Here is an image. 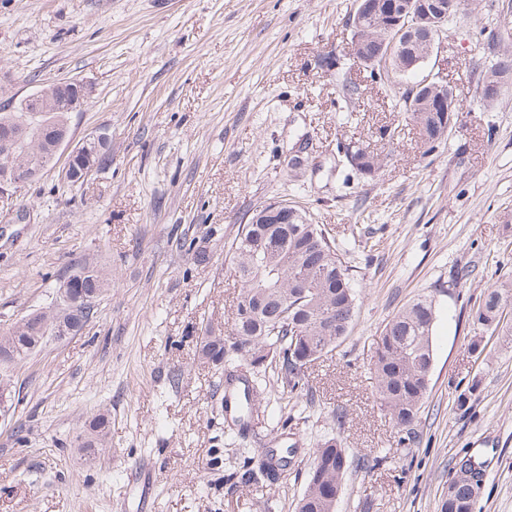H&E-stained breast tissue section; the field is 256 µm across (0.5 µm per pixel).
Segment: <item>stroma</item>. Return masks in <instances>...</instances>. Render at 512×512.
Here are the masks:
<instances>
[{"label": "stroma", "instance_id": "stroma-1", "mask_svg": "<svg viewBox=\"0 0 512 512\" xmlns=\"http://www.w3.org/2000/svg\"><path fill=\"white\" fill-rule=\"evenodd\" d=\"M355 0H6L0 106L59 80L93 96L72 113L69 153L103 129L112 156L83 184L48 167L0 217V330L55 306L89 261L112 276L79 334L48 337L0 364V512H295L313 444L336 438L350 468L335 512H441L459 458L487 479L473 512H512V340L473 325L485 290L512 279V77L495 101L480 85L512 51V0H460L443 49L420 76L447 79L464 107L426 151L394 92L347 55ZM335 51L336 68L319 58ZM357 77L359 90L345 99ZM397 129L386 145L384 127ZM306 142V163L287 165ZM383 156L352 173L337 143ZM282 202L323 225L354 274L360 310L339 349L309 369L305 416L261 408L230 435L219 370L199 354L227 329L241 285L232 243L258 207ZM467 279H458L460 270ZM421 295L437 309L429 394L415 441L376 401L369 370L386 322ZM344 411L343 423L333 415ZM109 418L86 462L90 420ZM292 448L274 487L243 483L245 453ZM382 458L371 465L372 455Z\"/></svg>", "mask_w": 512, "mask_h": 512}]
</instances>
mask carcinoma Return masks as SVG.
I'll list each match as a JSON object with an SVG mask.
<instances>
[{
  "instance_id": "obj_1",
  "label": "carcinoma",
  "mask_w": 512,
  "mask_h": 512,
  "mask_svg": "<svg viewBox=\"0 0 512 512\" xmlns=\"http://www.w3.org/2000/svg\"><path fill=\"white\" fill-rule=\"evenodd\" d=\"M401 27L385 22L374 30L381 42L398 43L384 62L362 65L370 78L382 84L406 83L394 99V108L405 122L415 126L427 150L445 138L448 119L442 112L424 111L427 89H415L418 82H408L412 71L403 69V56L423 50L414 42L397 38ZM25 125L26 136L16 148L14 160L34 169L49 163L45 154L29 151L38 140L48 150L68 130V113L24 111L17 104L9 112H0V125ZM348 165L364 177L374 176L381 168V155L367 146H347ZM235 273L241 292L230 329L224 335L207 334L200 343V354L217 367L224 368V409L230 410L232 426L243 431L253 413L258 397L259 369L273 365L279 369L283 387L295 404L310 402L306 379L312 362L322 358L349 336L359 311L350 269L341 259L340 249L326 235L321 225L292 207L284 210L273 202L255 212L232 244ZM75 275L83 288L105 293L109 274L94 265L82 266ZM512 307V283L490 288L472 312L473 324L490 334L512 336V327L500 325L501 312ZM436 320L433 299L421 296L392 316L378 336L371 370L379 403L389 420L406 439L416 438L420 413L428 396L434 359L432 333ZM33 328L15 325L0 336L17 351L16 363L28 359L41 345ZM90 441L84 450L104 446L108 420L100 415L90 424ZM296 449L266 448L258 464L247 458V480L274 484L287 469ZM349 456L334 438L316 444L306 472V487L296 504V512H334V505L348 472ZM487 474L483 465L474 468L459 460L448 482L444 512H473L475 499Z\"/></svg>"
}]
</instances>
